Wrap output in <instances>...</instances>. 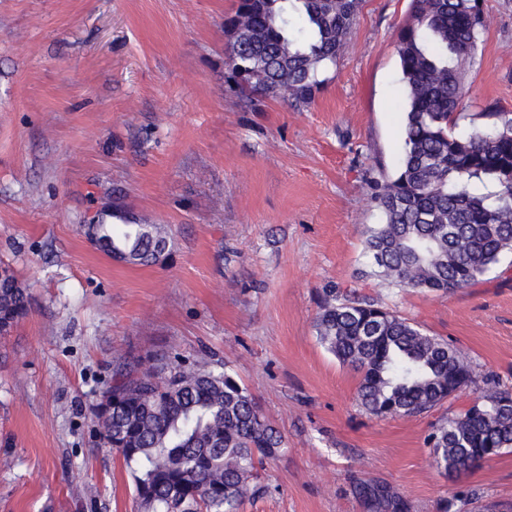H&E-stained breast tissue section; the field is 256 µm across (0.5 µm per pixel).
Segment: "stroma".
<instances>
[{"mask_svg": "<svg viewBox=\"0 0 512 512\" xmlns=\"http://www.w3.org/2000/svg\"><path fill=\"white\" fill-rule=\"evenodd\" d=\"M237 0H0V263L28 314L0 337V512H136L95 410L115 359L177 351L222 364L286 446L240 512H373L361 484L411 512H512V452L445 476L426 438L487 380L512 388V255L449 293L380 285L365 254L371 182L404 147L396 34L410 0H362L313 102L251 98L226 66ZM470 113L512 112V0H482ZM122 210L169 227L131 267L81 231ZM397 310L472 362L473 390L379 419L359 376L317 340L328 289Z\"/></svg>", "mask_w": 512, "mask_h": 512, "instance_id": "1", "label": "stroma"}]
</instances>
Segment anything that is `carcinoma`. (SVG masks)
I'll return each mask as SVG.
<instances>
[{
	"mask_svg": "<svg viewBox=\"0 0 512 512\" xmlns=\"http://www.w3.org/2000/svg\"><path fill=\"white\" fill-rule=\"evenodd\" d=\"M361 0H238L224 16L228 65L245 94L308 105L320 73L343 52ZM485 28L482 0H411L397 34L405 88L404 150L392 178L374 179L382 223L367 230L365 253L381 283L448 293L476 283L512 252V113L489 103L464 112V67ZM469 120L471 131L453 129ZM105 220L82 225L98 250L138 266L169 245L162 224ZM14 271L0 275V336L28 312ZM319 342L361 373V407L376 418L416 417L473 383L469 357L398 311L356 292L323 296ZM481 400L442 417L429 436L432 465L458 473L512 449V389L493 384ZM95 412L131 479L137 512H240L265 491L258 467L284 447L254 396L223 367L179 355L140 370L119 369ZM376 512H409L386 487H361Z\"/></svg>",
	"mask_w": 512,
	"mask_h": 512,
	"instance_id": "1",
	"label": "carcinoma"
}]
</instances>
